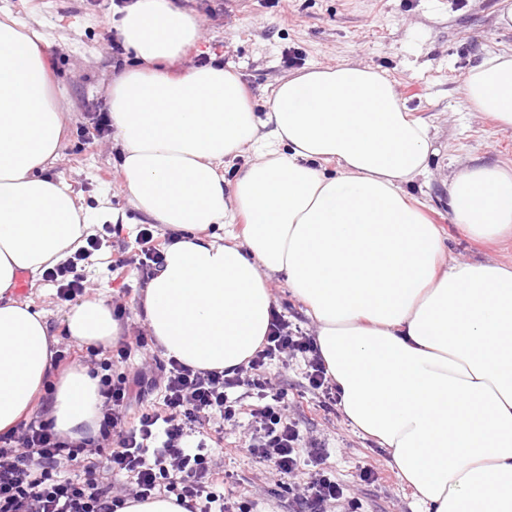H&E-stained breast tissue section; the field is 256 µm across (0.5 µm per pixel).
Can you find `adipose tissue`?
<instances>
[{"mask_svg": "<svg viewBox=\"0 0 512 512\" xmlns=\"http://www.w3.org/2000/svg\"><path fill=\"white\" fill-rule=\"evenodd\" d=\"M119 25L138 62L110 100L124 188L175 233L141 301L163 356L197 370L246 364L269 331V278L284 275L346 418L390 451L424 512H512V264L447 263L441 230L406 190L437 153L427 124L386 76L349 62L280 82L262 119L236 72L159 71L198 37L174 0H133ZM46 45L36 27L0 19V434L47 392L56 432L78 440L98 433L99 379L79 365L49 385L57 340L15 292L19 272L65 261L88 229L67 181L44 174L62 133ZM462 92L512 128V52L470 68ZM252 149L225 188V157ZM330 163L337 174L322 172ZM448 205L468 237L512 238V166H461ZM234 212L241 233L212 232ZM64 324L80 346L119 336L101 299Z\"/></svg>", "mask_w": 512, "mask_h": 512, "instance_id": "ef3b65f1", "label": "adipose tissue"}]
</instances>
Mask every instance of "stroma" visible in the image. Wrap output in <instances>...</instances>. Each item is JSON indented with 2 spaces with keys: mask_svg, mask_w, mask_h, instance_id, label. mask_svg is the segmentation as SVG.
<instances>
[{
  "mask_svg": "<svg viewBox=\"0 0 512 512\" xmlns=\"http://www.w3.org/2000/svg\"><path fill=\"white\" fill-rule=\"evenodd\" d=\"M500 0H177L200 29V37L167 71L182 76L190 69L221 64L240 77L258 116H266L280 81L294 76L285 59L298 51L303 69L343 62L372 67L390 78L415 117L426 122L438 150L427 180L408 191L428 205L427 213L444 236L449 260L507 262L512 241L488 246L470 240L456 227L448 209V175L479 158L512 163V128H504L466 104L461 85L465 73L487 54L512 49V32L497 27ZM12 14L42 30L48 40L46 62L53 78L51 98L63 110V132L55 161L45 176L63 178L91 218L90 234L103 239L91 259L87 297L122 306V333L107 348L70 342L64 318L70 302L42 276L22 273L18 296L45 311L57 348L70 365L91 368L110 364L112 375H131L155 366L132 353L115 361L118 344L145 331L139 306L146 286L135 267L123 276L109 271L116 259L133 257L137 231L149 218L129 201L123 185L121 147L115 135L95 136L93 112L109 110V88L134 67L126 53L113 52L121 42L112 0H0V16ZM276 312L303 332L316 325L281 275L269 280ZM264 374L290 405V420L319 453L305 458L297 476L279 474L272 464L252 455L250 417L255 398L245 386L232 392L243 411L229 421L212 418L202 428L214 451L217 470L226 473L224 497L236 512H302L300 501L320 475L335 479L344 496L332 512H418L417 499L399 477L390 453L362 437L346 418L340 402L322 401L308 387L302 358L268 362ZM370 480H361L362 471Z\"/></svg>",
  "mask_w": 512,
  "mask_h": 512,
  "instance_id": "stroma-1",
  "label": "stroma"
}]
</instances>
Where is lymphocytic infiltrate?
<instances>
[{"label": "lymphocytic infiltrate", "mask_w": 512, "mask_h": 512, "mask_svg": "<svg viewBox=\"0 0 512 512\" xmlns=\"http://www.w3.org/2000/svg\"><path fill=\"white\" fill-rule=\"evenodd\" d=\"M308 356L310 389L332 397L326 369L313 340L292 332L281 315H273L264 346L234 374L197 370L176 360L162 365L163 411L142 410L135 427L125 425L130 383L127 376L100 377L102 397L99 436L93 448L105 459L102 470L85 469L69 476L85 443L72 442L52 422L36 418L0 437V512H113L127 500L145 501L168 493L186 512H227L223 495L214 490L212 459L203 444L193 442L188 421L236 415L229 392L253 387L258 404L251 412L249 451L272 462L282 474H293L304 444L288 417V405L259 372L281 355ZM129 473L131 487L113 493L114 476Z\"/></svg>", "instance_id": "lymphocytic-infiltrate-1"}]
</instances>
